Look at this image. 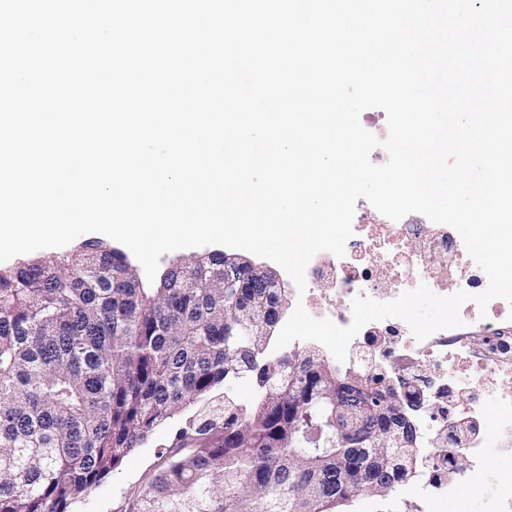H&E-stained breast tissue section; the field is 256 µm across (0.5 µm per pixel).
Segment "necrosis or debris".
<instances>
[{
	"label": "necrosis or debris",
	"instance_id": "necrosis-or-debris-1",
	"mask_svg": "<svg viewBox=\"0 0 512 512\" xmlns=\"http://www.w3.org/2000/svg\"><path fill=\"white\" fill-rule=\"evenodd\" d=\"M305 276L304 309L341 327L351 323L352 300L359 295L384 302L422 284L447 295L452 279L473 295L488 285L454 229L422 215L407 224L383 216L374 224L354 225L344 257L316 254ZM460 316L464 324L455 332L440 330L422 341L400 319L368 323L341 365L384 378L396 392L418 400L421 512H448L460 486L480 491L487 480L484 450L490 437L512 435V418L493 413L512 408V306L495 299L482 311L470 301ZM477 329L482 338L475 345L471 336ZM454 424L468 428L456 463L465 477L460 486L449 482L448 457L434 446L437 434Z\"/></svg>",
	"mask_w": 512,
	"mask_h": 512
}]
</instances>
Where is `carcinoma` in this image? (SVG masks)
<instances>
[{"mask_svg":"<svg viewBox=\"0 0 512 512\" xmlns=\"http://www.w3.org/2000/svg\"><path fill=\"white\" fill-rule=\"evenodd\" d=\"M222 259L179 258L152 286L100 243L0 270V512H70L221 385L224 402L179 433L136 512H336L414 476L416 448L392 436L344 447L324 379L340 373L311 350L269 359L284 290L226 289L209 277ZM250 378L257 395L246 406L228 382ZM351 381L349 396L370 410L397 407L383 385ZM341 466L347 481L336 480Z\"/></svg>","mask_w":512,"mask_h":512,"instance_id":"carcinoma-1","label":"carcinoma"}]
</instances>
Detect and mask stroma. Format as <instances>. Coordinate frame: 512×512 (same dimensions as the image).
I'll use <instances>...</instances> for the list:
<instances>
[{
    "label": "stroma",
    "mask_w": 512,
    "mask_h": 512,
    "mask_svg": "<svg viewBox=\"0 0 512 512\" xmlns=\"http://www.w3.org/2000/svg\"><path fill=\"white\" fill-rule=\"evenodd\" d=\"M199 411V406L188 407L153 431L140 448L81 495L71 512H134L153 475L173 450L177 435L191 429ZM486 457L490 480L484 493L460 495L449 512H492L499 486L512 483V439L487 449ZM418 494V488L408 484L384 496L363 494L342 512H417Z\"/></svg>",
    "instance_id": "stroma-1"
}]
</instances>
